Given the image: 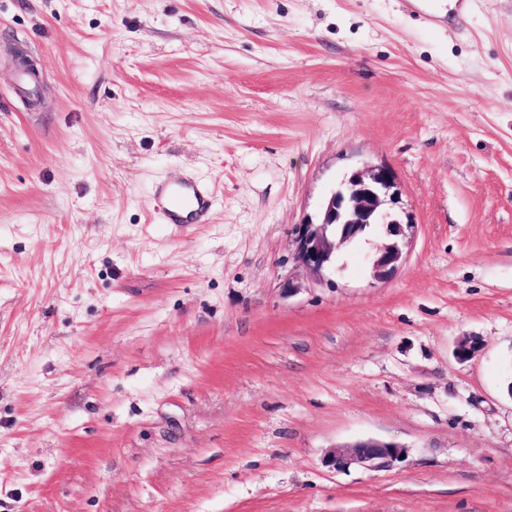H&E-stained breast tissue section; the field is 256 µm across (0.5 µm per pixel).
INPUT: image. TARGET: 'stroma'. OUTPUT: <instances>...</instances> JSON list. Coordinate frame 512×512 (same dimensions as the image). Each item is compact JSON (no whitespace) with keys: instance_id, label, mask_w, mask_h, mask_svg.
<instances>
[{"instance_id":"stroma-1","label":"stroma","mask_w":512,"mask_h":512,"mask_svg":"<svg viewBox=\"0 0 512 512\" xmlns=\"http://www.w3.org/2000/svg\"><path fill=\"white\" fill-rule=\"evenodd\" d=\"M366 164L402 264L306 270ZM511 384L512 0H0V512H512ZM394 175L385 167L363 168L343 179L325 199L317 222L312 219L294 229V252L298 262L321 273L336 260L344 244L385 226L387 243L374 261L379 277L392 275L402 262L400 237L403 224L411 227L410 214L402 206ZM404 218L406 222H404ZM215 201V195L206 182L170 184L162 195L164 222L176 225L198 224L208 215ZM401 454L404 448L398 443L369 439L334 448L324 458V464L338 471L352 465L379 471L393 467Z\"/></svg>"}]
</instances>
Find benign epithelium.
Wrapping results in <instances>:
<instances>
[{
	"mask_svg": "<svg viewBox=\"0 0 512 512\" xmlns=\"http://www.w3.org/2000/svg\"><path fill=\"white\" fill-rule=\"evenodd\" d=\"M412 225L402 206L394 175L385 167L363 168L343 179L325 199L318 221L307 220L294 229V252L306 269L320 273L336 260V251L381 225L387 243L374 261L378 276L392 275L402 262L400 237L403 225ZM480 348L474 336H461L453 356L459 363L475 357ZM404 447L395 442L369 439L347 447H337L324 458L325 466L343 470L352 465L369 470H384L401 459Z\"/></svg>",
	"mask_w": 512,
	"mask_h": 512,
	"instance_id": "1",
	"label": "benign epithelium"
}]
</instances>
